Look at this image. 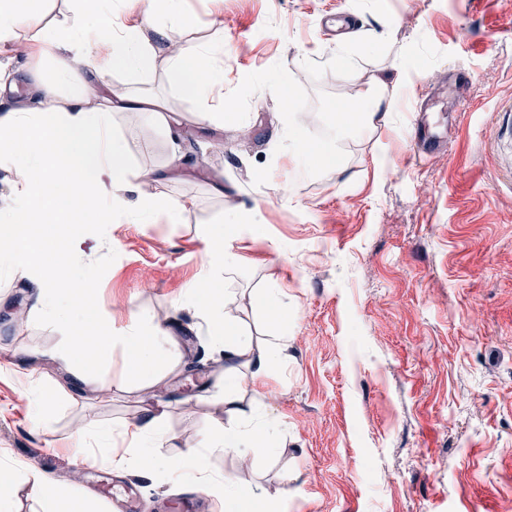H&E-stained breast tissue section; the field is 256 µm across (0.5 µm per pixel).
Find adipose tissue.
<instances>
[{
    "mask_svg": "<svg viewBox=\"0 0 512 512\" xmlns=\"http://www.w3.org/2000/svg\"><path fill=\"white\" fill-rule=\"evenodd\" d=\"M74 2L72 23L54 28L41 24L34 0H0V43L31 31L25 47L34 61L21 77L0 67V168L18 173L11 182L8 205L0 208V264L7 267L37 262L34 247L45 241L67 248L81 227L111 223L118 214L135 224H150L162 214L177 219L183 211L181 204L169 198L142 197L133 204L123 197L103 201L99 182L105 175L131 189L136 181L158 179L156 171L132 168L123 137L111 130L116 112L162 131L171 144V168L180 170L193 164V157L182 150L180 131L168 124L156 98L131 97L112 84L117 73H149L159 45L166 42L169 26L190 27L193 18L185 13L183 0H136L141 18L133 25L115 23L114 0ZM66 44L77 45L75 56L59 55V48ZM223 63L224 43L220 40L187 44L168 51L165 58L170 84L204 120L218 126L237 121L236 113L225 111L223 100L214 96L216 87L224 83ZM393 101L386 80L371 82L352 107L339 108L319 159L329 158L332 146L350 134L387 125ZM206 253L209 273L197 292V308L213 326V346L224 355L226 425L179 450L175 436L163 426L164 408L156 405L145 409L135 424L133 444L124 454L111 453L105 447L79 448L77 459L101 460L125 469L140 465L147 448L164 445L174 453L157 460L156 465L178 477L188 472L197 458L217 448L228 453L242 448L269 449L275 422L249 410L239 386L245 376L252 383L263 382L286 362L288 342H257L236 320L224 317L229 297L222 284L234 264L223 250L220 235L208 238ZM30 288L51 317L66 321L78 316L82 329L66 333L65 354L87 356L122 347L128 378L144 388L151 385L168 353L169 333L162 324L135 315L125 335H113L83 285L60 268L32 277Z\"/></svg>",
    "mask_w": 512,
    "mask_h": 512,
    "instance_id": "obj_1",
    "label": "adipose tissue"
}]
</instances>
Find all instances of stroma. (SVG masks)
Listing matches in <instances>:
<instances>
[{"mask_svg": "<svg viewBox=\"0 0 512 512\" xmlns=\"http://www.w3.org/2000/svg\"><path fill=\"white\" fill-rule=\"evenodd\" d=\"M182 43L223 39L224 109L217 127L173 89L163 64L121 90L159 98L194 138L198 166L143 184L178 200L179 223L86 226L69 251L45 253L91 289L114 335L131 312L167 325L174 356L141 389L115 347L83 358L62 351L65 328L36 308L32 269L0 267V314L20 308L24 326L0 321V470L17 477L12 512H43L28 483L78 468L69 493L111 512L101 484L135 486L142 512L191 488L153 465L81 464L75 446L110 444L161 403L164 425L197 442L223 425L224 360L190 291L208 267L205 240L222 234L235 264L227 306L255 338L288 336L290 358L245 402L277 424L271 458L216 449L203 469L226 485L259 488L273 512H512V0H185ZM347 11L353 63L331 59L340 40L324 26ZM396 98L388 125L347 139L337 162L307 168L281 147L283 100L299 135L320 141L333 105L356 101L374 79ZM469 82V108L455 84ZM132 164L167 169L170 146L112 117ZM243 226L226 232L233 213ZM264 241H254L252 225ZM275 285L282 321L259 307ZM51 396L49 426L35 424Z\"/></svg>", "mask_w": 512, "mask_h": 512, "instance_id": "1", "label": "stroma"}]
</instances>
